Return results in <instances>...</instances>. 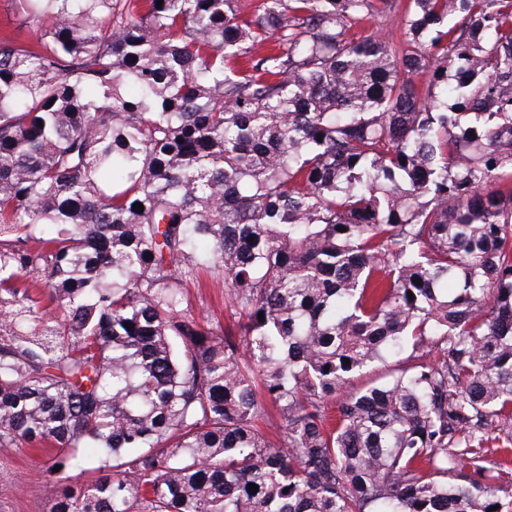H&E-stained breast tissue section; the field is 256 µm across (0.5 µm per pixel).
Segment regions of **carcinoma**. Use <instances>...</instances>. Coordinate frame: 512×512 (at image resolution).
Wrapping results in <instances>:
<instances>
[{
	"label": "carcinoma",
	"instance_id": "obj_1",
	"mask_svg": "<svg viewBox=\"0 0 512 512\" xmlns=\"http://www.w3.org/2000/svg\"><path fill=\"white\" fill-rule=\"evenodd\" d=\"M156 4L0 38V447L50 512H512V0ZM410 1L411 0H397V4L400 5L399 9L389 15H377L368 24L367 29L358 32L356 37L366 36L375 32H382L385 33L388 37H393L396 41H398L400 19L408 8ZM185 296L192 313L208 318L213 325L224 330L233 328L239 319L235 309L230 306L224 280L204 275L200 285L189 283L185 286Z\"/></svg>",
	"mask_w": 512,
	"mask_h": 512
}]
</instances>
